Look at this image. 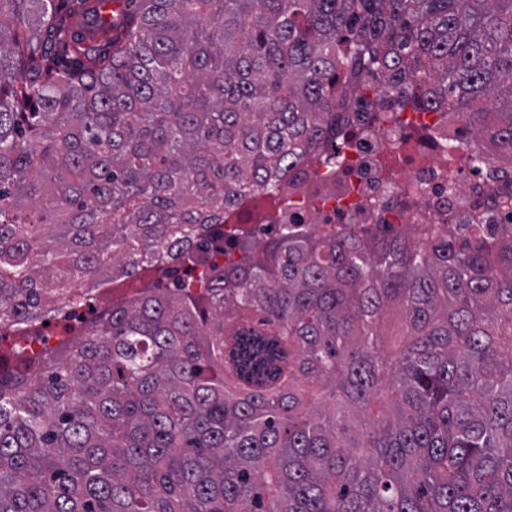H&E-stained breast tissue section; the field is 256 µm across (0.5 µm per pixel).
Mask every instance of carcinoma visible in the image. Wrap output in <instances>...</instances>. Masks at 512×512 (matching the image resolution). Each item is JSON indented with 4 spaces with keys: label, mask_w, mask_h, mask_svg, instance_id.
Segmentation results:
<instances>
[{
    "label": "carcinoma",
    "mask_w": 512,
    "mask_h": 512,
    "mask_svg": "<svg viewBox=\"0 0 512 512\" xmlns=\"http://www.w3.org/2000/svg\"><path fill=\"white\" fill-rule=\"evenodd\" d=\"M364 73L512 161V0H0V327L201 269L0 369V512H512V240L224 223ZM172 288V279L158 272L154 267H147L142 280L133 284L117 282L113 284L114 295L125 301L142 288Z\"/></svg>",
    "instance_id": "1"
}]
</instances>
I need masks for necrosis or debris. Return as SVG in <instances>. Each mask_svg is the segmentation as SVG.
<instances>
[{
	"instance_id": "1",
	"label": "necrosis or debris",
	"mask_w": 512,
	"mask_h": 512,
	"mask_svg": "<svg viewBox=\"0 0 512 512\" xmlns=\"http://www.w3.org/2000/svg\"><path fill=\"white\" fill-rule=\"evenodd\" d=\"M383 94L374 84L353 94L343 120L347 137H329L319 156L284 173L288 195L273 209H253L247 200L225 222L246 225L261 241L288 223L304 233L385 238L411 228L456 244L512 236V165L486 154L455 112L378 126L361 102ZM474 155L481 165H470Z\"/></svg>"
}]
</instances>
